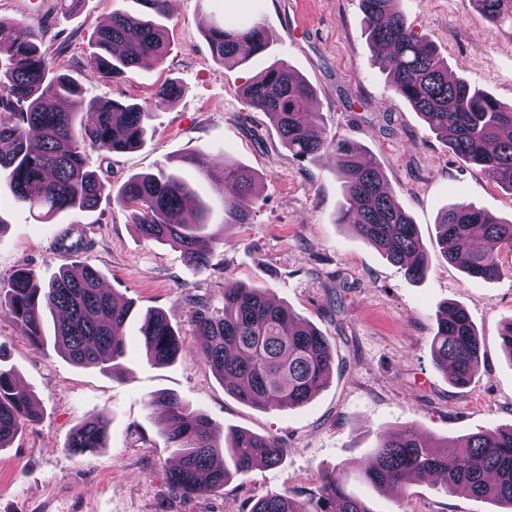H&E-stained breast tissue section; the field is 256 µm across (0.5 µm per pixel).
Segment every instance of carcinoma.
Masks as SVG:
<instances>
[{
  "mask_svg": "<svg viewBox=\"0 0 512 512\" xmlns=\"http://www.w3.org/2000/svg\"><path fill=\"white\" fill-rule=\"evenodd\" d=\"M149 19L114 13L97 29L94 51L83 64L91 80L112 83L126 76L144 57L162 61L169 37L160 19L168 0H141ZM493 26L512 30V0H470ZM368 36L389 49L384 59L391 89L418 112L449 151L477 167L512 194V105H506L469 82L448 76V66L431 43L419 38L398 10L397 0H360ZM48 31H31L20 39L12 23L0 20V176L15 202L37 211L44 220L73 209L93 210L100 200L116 196L130 212L142 236L179 248L186 263L203 270L217 238L206 232L208 207L179 174L130 177L117 191L85 168L84 151L109 154L140 146L147 134L149 110L136 103L91 101L66 111L56 101L81 93L79 82L54 70L41 50ZM212 55L226 66L245 61L243 48L255 55L272 41L258 20L226 21L204 32ZM181 93L169 80L154 92L161 107ZM247 104L265 113L282 146L299 161L322 159L343 180L341 223L389 262L405 267L412 280L430 270L417 225L389 187L376 159L365 157L346 141L327 136L312 117V86L288 65H274L244 88ZM222 189L224 223L248 224L251 213L242 201L251 195L256 174L232 159L210 171ZM437 247L448 262L467 275L493 281L512 273L500 256L512 253V221L496 218L465 201L448 207L437 224ZM133 303L103 291L90 266L60 270L45 282L20 268L0 284V312L21 328L37 348L48 344L44 317L54 320L53 348L71 363L116 373L126 355L125 324ZM202 337L199 359L223 380L224 389L243 403L265 410H285L307 403L329 383L336 360L330 338L302 324L286 305L261 288L229 280L224 308L211 313L204 305L194 313ZM431 354L436 366L449 371V382L466 388L480 372V345L473 322L458 304L436 314ZM146 360L167 365L182 354L180 336L159 310L144 314L140 325ZM148 406L168 414L164 437L179 449L169 484L183 494L218 492L234 476H245L258 463L280 464L285 448L269 435L239 431L224 444V435L209 418L188 410L170 394L151 398ZM33 395L20 387L10 369L0 366V448L35 421ZM109 420L92 414L69 435L74 454L105 447ZM350 464L322 474L306 494L282 490L251 502L249 512H374L346 490ZM363 481L381 492L403 497L410 479L437 478L440 489L512 509V426L463 435L431 446L414 430L381 431L369 461L358 465Z\"/></svg>",
  "mask_w": 512,
  "mask_h": 512,
  "instance_id": "cac0c4a2",
  "label": "carcinoma"
}]
</instances>
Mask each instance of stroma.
Returning a JSON list of instances; mask_svg holds the SVG:
<instances>
[{
	"label": "stroma",
	"mask_w": 512,
	"mask_h": 512,
	"mask_svg": "<svg viewBox=\"0 0 512 512\" xmlns=\"http://www.w3.org/2000/svg\"><path fill=\"white\" fill-rule=\"evenodd\" d=\"M170 3L163 23L171 50L164 62L143 64L117 83L83 82L81 99L145 105L169 79L181 85V95L152 110L141 147L114 155L89 149L85 163L116 188L137 174H181L210 207L208 232L224 241L198 271L180 250L143 239L116 201L42 223L0 185V282L20 266L47 281L78 261L134 304L118 375L33 347L0 313V353L33 392L38 411L33 425L0 448V512H248L250 501L267 492L312 490L324 470L365 461L382 430L414 429L443 443L512 426V360L500 337L512 319V277L473 279L433 253L427 276L408 279L340 223L342 182L334 172L321 161L292 159L269 118L242 95L247 81L278 62L303 76L314 88L316 119L328 135L375 157L426 248L434 246L441 212L460 201L511 220L512 194L457 158L394 95L359 0ZM398 7L450 73L512 104L511 31L490 25L468 0H398ZM115 12L139 16L144 9L138 0H82L73 12L59 10L57 0H0L1 19L18 22L23 32L46 29L63 44L54 66L74 77L92 51L95 30ZM230 18L261 20L274 34L262 55L233 68L212 56L202 34L204 26ZM197 151L204 166L229 157L255 172L259 190L247 201L252 223L225 224L219 187L180 162ZM65 234L83 241L77 255L60 248ZM228 275L269 289L302 322L335 340L339 360L330 383L305 405L278 411L243 403L197 359L195 305L222 310ZM450 302L466 308L481 339V371L464 389L449 383L430 352L435 314ZM148 310L163 311L179 333L184 355L177 362L157 367L143 358L140 317ZM159 393L178 396L224 431L277 436L287 450L283 462L233 478L216 493L173 490L167 473L177 451L165 443L161 411L145 405ZM99 412L110 419L105 448L68 451L71 431ZM346 487L373 512H496L494 503L446 495L427 479L410 483L401 501L352 474Z\"/></svg>",
	"instance_id": "stroma-1"
}]
</instances>
